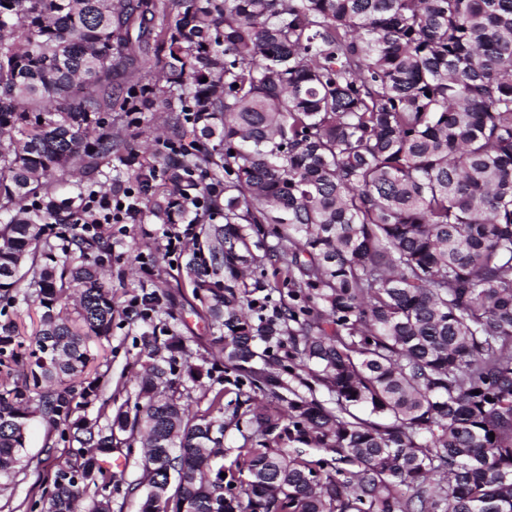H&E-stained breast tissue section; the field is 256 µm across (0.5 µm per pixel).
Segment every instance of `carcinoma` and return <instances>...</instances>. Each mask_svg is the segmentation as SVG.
Segmentation results:
<instances>
[{
    "instance_id": "1",
    "label": "carcinoma",
    "mask_w": 512,
    "mask_h": 512,
    "mask_svg": "<svg viewBox=\"0 0 512 512\" xmlns=\"http://www.w3.org/2000/svg\"><path fill=\"white\" fill-rule=\"evenodd\" d=\"M159 109L162 169L116 187L192 226L218 388L168 282L119 308L90 196L45 197ZM1 298L40 319L27 353L0 321V489L49 471L9 512H112L135 446L139 512H512V0H0ZM117 313L149 326L119 405L89 369ZM46 439V431L43 424L39 419H33L28 427L26 434V448L25 454L27 456L40 455L42 458L44 455V444ZM46 478L45 471L27 470L18 477V482L14 487L13 493L16 499H24L26 496L38 498L43 481Z\"/></svg>"
}]
</instances>
